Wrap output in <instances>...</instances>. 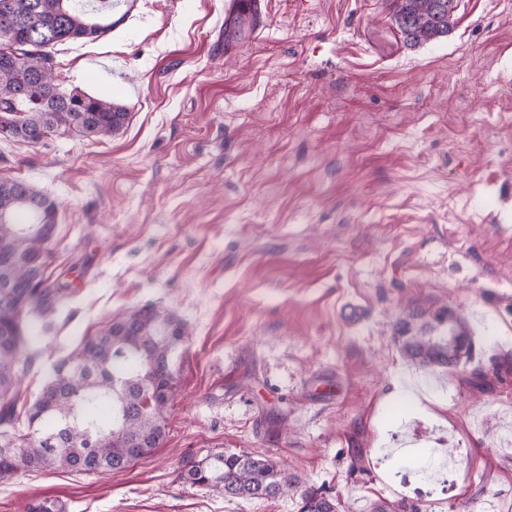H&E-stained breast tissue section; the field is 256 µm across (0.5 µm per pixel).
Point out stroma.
<instances>
[{"instance_id":"obj_1","label":"stroma","mask_w":512,"mask_h":512,"mask_svg":"<svg viewBox=\"0 0 512 512\" xmlns=\"http://www.w3.org/2000/svg\"><path fill=\"white\" fill-rule=\"evenodd\" d=\"M391 15L268 0L262 29L228 35L224 0H139L56 47L60 90L128 116L106 138L0 139V178L58 205L46 273L74 290L17 407L138 307L181 320L186 352L159 447L112 474L0 479V512H298L180 479L216 451L273 458L351 512H512V0H456L448 36L412 48ZM445 308L471 359L407 361L400 321Z\"/></svg>"}]
</instances>
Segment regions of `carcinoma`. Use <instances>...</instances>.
I'll return each instance as SVG.
<instances>
[{
	"instance_id": "1",
	"label": "carcinoma",
	"mask_w": 512,
	"mask_h": 512,
	"mask_svg": "<svg viewBox=\"0 0 512 512\" xmlns=\"http://www.w3.org/2000/svg\"><path fill=\"white\" fill-rule=\"evenodd\" d=\"M404 44L447 35L455 0H391ZM114 28L112 11L78 0H0V138L39 143L37 133L105 138L118 133L125 108L106 98L63 92L50 63L52 49L95 40ZM57 203L21 180H0V478L19 470L118 471L151 452L165 430L186 336L172 314L144 306L87 337L77 352L51 366L17 433L15 403L35 366L32 325L51 329L72 299L68 285L45 273ZM434 323L399 330L400 350L424 367L456 366L472 353L463 314L440 311ZM182 479L226 497L269 499L293 494L299 482L275 460L246 453H209L183 460ZM299 512H338L339 500L300 494Z\"/></svg>"
}]
</instances>
